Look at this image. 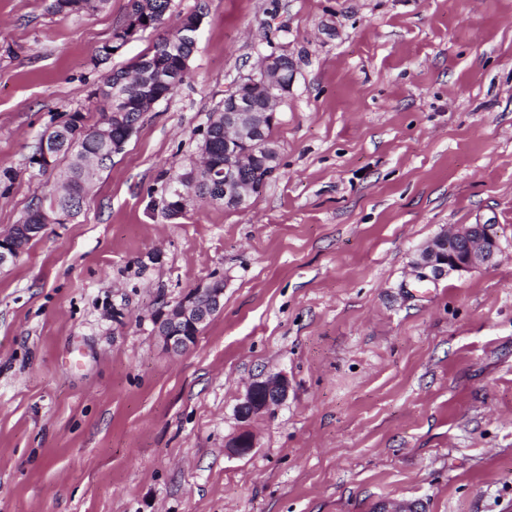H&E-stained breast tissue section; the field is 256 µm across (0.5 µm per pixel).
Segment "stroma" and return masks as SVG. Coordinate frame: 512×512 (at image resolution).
<instances>
[{
    "label": "stroma",
    "instance_id": "35a3bbf8",
    "mask_svg": "<svg viewBox=\"0 0 512 512\" xmlns=\"http://www.w3.org/2000/svg\"><path fill=\"white\" fill-rule=\"evenodd\" d=\"M128 0L80 17L0 0V234L55 171L43 131L151 48L93 58ZM204 5L185 82L144 113L79 215L0 269V512H512V0ZM288 49L279 165L239 209H163L169 179L263 55ZM485 224L492 266L422 281ZM181 354L156 320L212 278ZM288 396L242 421L248 386ZM249 431L246 456L230 444ZM498 244L488 225L468 224L431 242L415 263L422 279L439 278L447 273L491 266Z\"/></svg>",
    "mask_w": 512,
    "mask_h": 512
}]
</instances>
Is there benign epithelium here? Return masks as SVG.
<instances>
[{"label":"benign epithelium","instance_id":"7a95c632","mask_svg":"<svg viewBox=\"0 0 512 512\" xmlns=\"http://www.w3.org/2000/svg\"><path fill=\"white\" fill-rule=\"evenodd\" d=\"M148 14L140 20L128 21L123 26L122 38L113 49L119 51L127 43L147 31ZM293 61L288 52L273 51L264 56L257 70L242 77L237 92L224 100V144L227 162L224 165V205L241 206L262 185L241 180L238 172L248 167L251 155L240 150L247 139H256L265 123L276 120L275 102L279 96L274 90L281 87L284 65ZM54 222L46 216L42 224H16L12 236L15 241L34 240ZM498 253V244L488 232L486 224L462 225L430 243L415 263L423 279L439 278L447 273L490 266ZM224 307V280L216 279L193 288L180 300L168 305L157 322V333L167 350L180 354L190 349L196 337L186 335L187 329L200 333L204 325ZM288 393V382L279 374L267 376L252 383L238 406L243 420L268 411L280 404Z\"/></svg>","mask_w":512,"mask_h":512}]
</instances>
